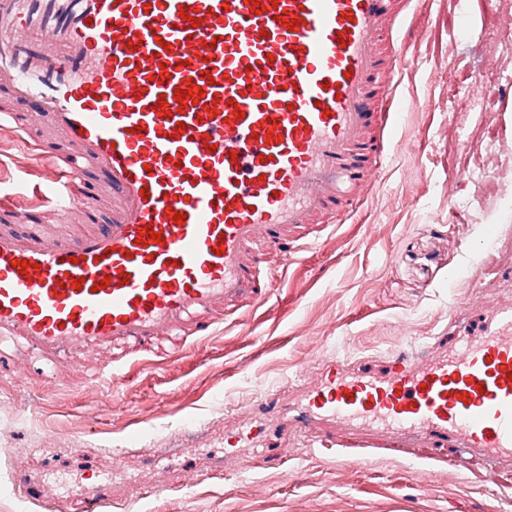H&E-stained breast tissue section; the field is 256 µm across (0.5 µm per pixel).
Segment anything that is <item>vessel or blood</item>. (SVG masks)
I'll list each match as a JSON object with an SVG mask.
<instances>
[{"label":"vessel or blood","mask_w":512,"mask_h":512,"mask_svg":"<svg viewBox=\"0 0 512 512\" xmlns=\"http://www.w3.org/2000/svg\"><path fill=\"white\" fill-rule=\"evenodd\" d=\"M402 2L0 0L12 101L0 132L46 171L33 195L0 194V349L58 367L107 351L85 381L115 385L128 356L213 335L231 306H262L260 269L295 263L316 245L311 225L352 212L376 185L386 114L417 60L415 38L392 36ZM190 87L203 102L179 107L175 90ZM29 105L51 137L30 135ZM76 212L82 234L48 237L45 214ZM148 229L163 243L140 244ZM492 312L483 336L395 354L382 375L317 355L322 378L297 428L319 448L337 438L311 430L315 418L350 431L354 448L375 427L388 442L425 434L511 456L512 303Z\"/></svg>","instance_id":"b4317fda"}]
</instances>
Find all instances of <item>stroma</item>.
I'll return each instance as SVG.
<instances>
[{
    "label": "stroma",
    "mask_w": 512,
    "mask_h": 512,
    "mask_svg": "<svg viewBox=\"0 0 512 512\" xmlns=\"http://www.w3.org/2000/svg\"><path fill=\"white\" fill-rule=\"evenodd\" d=\"M429 8L423 17L410 0L394 26L422 40L400 80L372 195L346 221L319 228L318 247L275 278L249 325L228 312L217 335L184 337L182 358L132 357L111 391L87 388L76 368L53 374L22 347L0 360V512H57L26 499L19 484L31 477L64 480L57 504L79 507L101 474L112 485L108 512H512V460L501 461L500 486L488 487L480 457L456 466L454 446L327 451L287 424L317 348L381 372L394 351H444L456 335H479L492 316L470 307L478 292L512 300V228L489 221L512 197V0ZM426 97L429 110L415 109ZM462 307L468 315L449 334ZM275 390L286 408L266 419L267 454L209 476L214 460L240 455L228 437ZM158 446L174 453L153 470Z\"/></svg>",
    "instance_id": "35a3bbf8"
}]
</instances>
